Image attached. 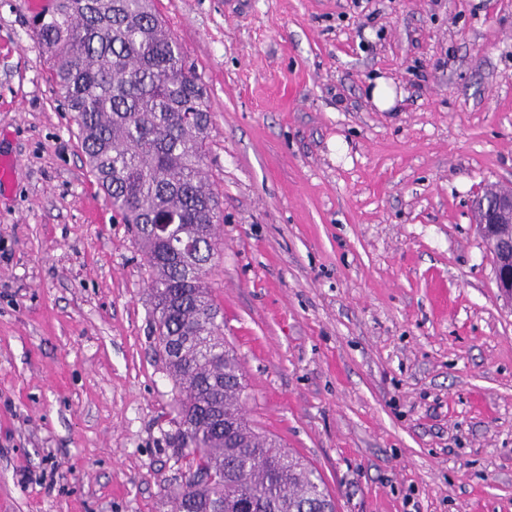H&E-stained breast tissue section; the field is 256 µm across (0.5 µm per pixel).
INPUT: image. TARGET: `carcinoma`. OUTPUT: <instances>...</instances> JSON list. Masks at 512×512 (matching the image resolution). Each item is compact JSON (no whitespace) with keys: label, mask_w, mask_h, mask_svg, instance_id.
<instances>
[{"label":"carcinoma","mask_w":512,"mask_h":512,"mask_svg":"<svg viewBox=\"0 0 512 512\" xmlns=\"http://www.w3.org/2000/svg\"><path fill=\"white\" fill-rule=\"evenodd\" d=\"M32 32L91 173L134 229L160 349L190 338L165 358L173 444L197 478L167 490L173 512H335L322 477L245 417L242 363L207 286L220 223L204 171L211 112L153 0H45Z\"/></svg>","instance_id":"cac0c4a2"}]
</instances>
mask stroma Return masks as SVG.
I'll return each mask as SVG.
<instances>
[{
  "label": "stroma",
  "mask_w": 512,
  "mask_h": 512,
  "mask_svg": "<svg viewBox=\"0 0 512 512\" xmlns=\"http://www.w3.org/2000/svg\"><path fill=\"white\" fill-rule=\"evenodd\" d=\"M212 113L207 282L244 410L336 512H512V0H155ZM0 0V512H172L186 470L134 236ZM392 80L402 100L367 95ZM368 94L372 103L382 111H390L397 108L398 101L402 100L401 94H397L391 84L383 77H379L369 88ZM479 234L493 254L496 286L512 300V231L505 233L504 224H512V190L493 196L485 191L472 202Z\"/></svg>",
  "instance_id": "1"
}]
</instances>
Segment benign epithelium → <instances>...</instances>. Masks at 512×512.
Returning a JSON list of instances; mask_svg holds the SVG:
<instances>
[{"instance_id":"7a95c632","label":"benign epithelium","mask_w":512,"mask_h":512,"mask_svg":"<svg viewBox=\"0 0 512 512\" xmlns=\"http://www.w3.org/2000/svg\"><path fill=\"white\" fill-rule=\"evenodd\" d=\"M472 206L479 234L493 254L496 286L512 300V231H504V225L512 224V190L492 196L485 192L475 197Z\"/></svg>"}]
</instances>
